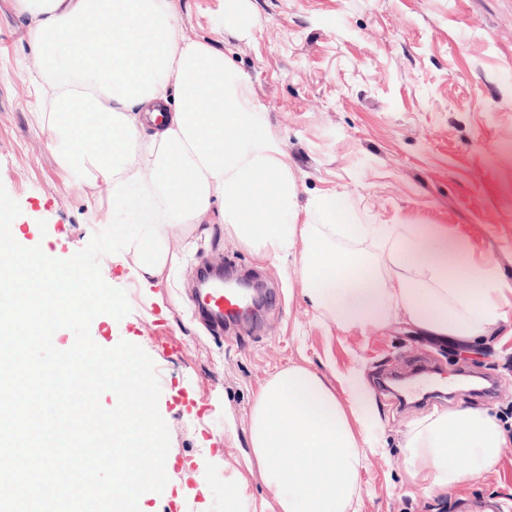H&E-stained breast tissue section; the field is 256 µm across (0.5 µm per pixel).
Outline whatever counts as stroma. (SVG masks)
<instances>
[{
	"label": "stroma",
	"instance_id": "1",
	"mask_svg": "<svg viewBox=\"0 0 512 512\" xmlns=\"http://www.w3.org/2000/svg\"><path fill=\"white\" fill-rule=\"evenodd\" d=\"M176 20L221 41L250 83L265 129L282 145L299 206L346 197L363 224H445L503 290L498 331L465 349L419 336L403 316L383 329L318 319L292 261L258 260L219 225L149 287L130 256L100 259L131 311L101 314L93 341H126L152 358L158 408L170 435L163 492L139 512H225V482L244 470L248 416L265 380L302 363L336 389L361 371L380 442L360 472L357 512H481L512 500V443L483 479L426 495L409 477L404 438L418 421L481 409L512 433V0H244L228 21L224 0H178ZM27 20L0 0V185L21 213V244L65 260L99 232L91 211L107 185L81 190L47 147L26 107L18 58L30 55ZM252 274L263 286L254 319L206 332L188 294L203 264Z\"/></svg>",
	"mask_w": 512,
	"mask_h": 512
}]
</instances>
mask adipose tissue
<instances>
[{
    "mask_svg": "<svg viewBox=\"0 0 512 512\" xmlns=\"http://www.w3.org/2000/svg\"><path fill=\"white\" fill-rule=\"evenodd\" d=\"M14 4L33 50L17 62L32 115L78 186L109 185L94 217L142 280L180 266L174 236L218 224L259 258L293 259L305 298L342 327L383 328L400 314L433 341L470 346L496 331V272L447 225L360 224L332 197L303 208L321 223L300 221L295 177L247 82L222 49L185 33L174 0ZM360 237L375 250L355 258L346 244ZM370 406L357 374L343 399L299 364L265 381L247 461L265 512H356L360 471L378 450ZM505 438L483 411L426 418L405 439L407 471L425 492H448L492 472Z\"/></svg>",
    "mask_w": 512,
    "mask_h": 512,
    "instance_id": "ef3b65f1",
    "label": "adipose tissue"
}]
</instances>
